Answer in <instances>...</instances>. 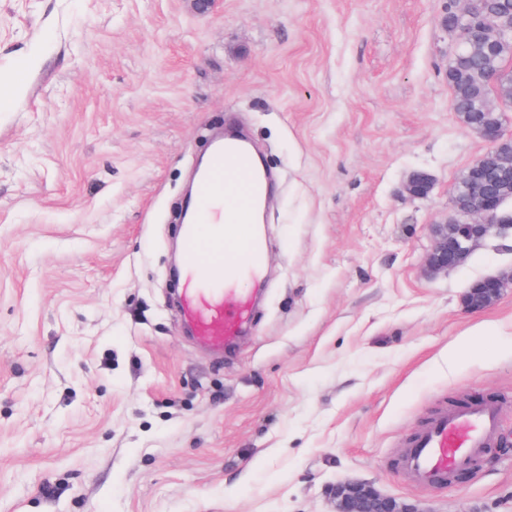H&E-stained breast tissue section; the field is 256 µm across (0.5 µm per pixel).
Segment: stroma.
Here are the masks:
<instances>
[{
	"label": "stroma",
	"instance_id": "stroma-1",
	"mask_svg": "<svg viewBox=\"0 0 512 512\" xmlns=\"http://www.w3.org/2000/svg\"><path fill=\"white\" fill-rule=\"evenodd\" d=\"M448 4L0 0V512H334L346 479L512 512V289L462 304L512 238L424 271L487 149L451 108ZM230 120L277 187L263 300L216 353L176 314L171 248ZM476 396L507 448L413 485L407 438ZM433 179L426 172H414L405 183L404 190L412 198L423 199L429 195Z\"/></svg>",
	"mask_w": 512,
	"mask_h": 512
}]
</instances>
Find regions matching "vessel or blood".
Wrapping results in <instances>:
<instances>
[{
  "label": "vessel or blood",
  "instance_id": "obj_1",
  "mask_svg": "<svg viewBox=\"0 0 512 512\" xmlns=\"http://www.w3.org/2000/svg\"><path fill=\"white\" fill-rule=\"evenodd\" d=\"M268 192L269 178L246 139L231 132L215 143L180 231L178 317L217 351L233 345L256 309L254 293L241 283L264 267L267 243L253 224ZM499 424L497 411L487 405L440 407L407 440L401 468L422 487L445 484L496 445Z\"/></svg>",
  "mask_w": 512,
  "mask_h": 512
}]
</instances>
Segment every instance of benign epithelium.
I'll use <instances>...</instances> for the list:
<instances>
[{
    "mask_svg": "<svg viewBox=\"0 0 512 512\" xmlns=\"http://www.w3.org/2000/svg\"><path fill=\"white\" fill-rule=\"evenodd\" d=\"M443 24L454 37L452 61L466 52L472 42L482 44L489 55L512 49V17L485 16L477 9L475 0H463V6L448 12ZM472 130L485 140L488 150L473 162L466 180L455 188L453 207L467 220L430 225L433 246L426 263L433 272H446L460 266L473 247L493 232L499 237L512 236V212L503 211L505 199L498 188L484 178V171L489 167H512V154L507 149L512 136L501 123H478ZM432 187L430 174L415 172L405 183L404 190L412 198L423 199ZM508 288H512V273L478 280L464 297L465 308L472 312L483 310ZM332 494L336 500L335 512H426L416 505L399 502L362 480L340 482L332 488Z\"/></svg>",
    "mask_w": 512,
    "mask_h": 512,
    "instance_id": "7a95c632",
    "label": "benign epithelium"
}]
</instances>
